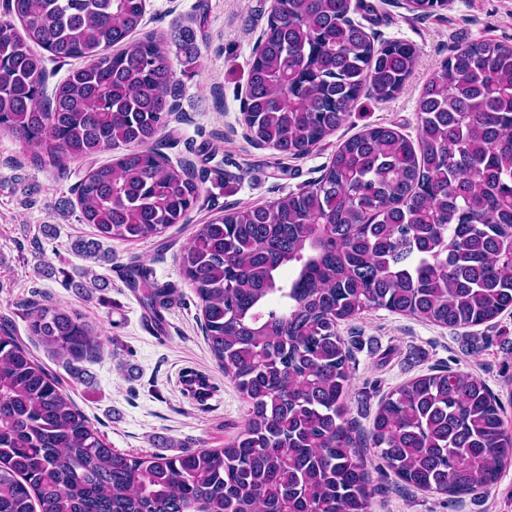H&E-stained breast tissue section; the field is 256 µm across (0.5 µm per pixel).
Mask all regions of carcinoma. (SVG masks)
I'll return each mask as SVG.
<instances>
[{"label":"carcinoma","instance_id":"cac0c4a2","mask_svg":"<svg viewBox=\"0 0 512 512\" xmlns=\"http://www.w3.org/2000/svg\"><path fill=\"white\" fill-rule=\"evenodd\" d=\"M448 0H413L427 15ZM145 0H10L0 23V131L34 164L123 149L77 185L75 249L184 224L204 182L157 149L175 70L163 39L132 40ZM350 0H277L247 83L251 141L308 155L362 92L386 99L418 50L374 46ZM22 30H17L16 25ZM43 49L81 59L52 95ZM419 145L389 126L336 149L310 187L201 225L181 273L211 353L246 398L244 430L174 457L111 448L57 379L0 324V512H371L367 461L347 418L350 351L338 326L373 309L457 330L512 310V45L475 42L446 60L419 103ZM291 277L280 276L283 268ZM152 310L176 300L139 267ZM29 331L67 360L101 356L76 310L32 304ZM367 438L403 484L488 494L512 463V433L477 376L439 368L379 403Z\"/></svg>","mask_w":512,"mask_h":512}]
</instances>
